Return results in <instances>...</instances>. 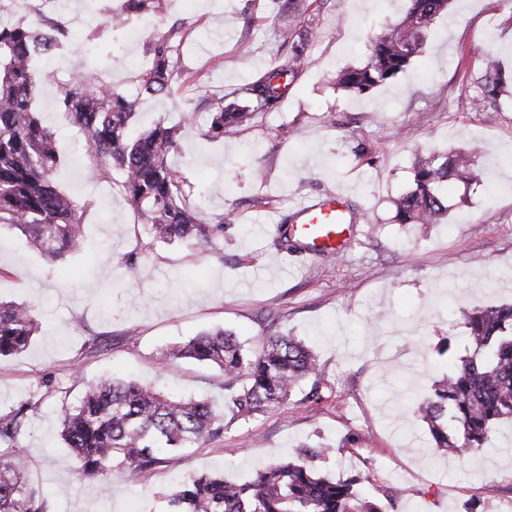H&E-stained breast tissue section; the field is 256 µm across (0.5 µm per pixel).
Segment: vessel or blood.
<instances>
[{
    "mask_svg": "<svg viewBox=\"0 0 512 512\" xmlns=\"http://www.w3.org/2000/svg\"><path fill=\"white\" fill-rule=\"evenodd\" d=\"M342 191L331 190L316 199L301 200L293 213V235L312 255H333L345 245V226L354 217Z\"/></svg>",
    "mask_w": 512,
    "mask_h": 512,
    "instance_id": "vessel-or-blood-1",
    "label": "vessel or blood"
}]
</instances>
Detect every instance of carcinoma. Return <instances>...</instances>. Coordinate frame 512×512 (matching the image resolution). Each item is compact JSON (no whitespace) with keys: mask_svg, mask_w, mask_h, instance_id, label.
I'll use <instances>...</instances> for the list:
<instances>
[{"mask_svg":"<svg viewBox=\"0 0 512 512\" xmlns=\"http://www.w3.org/2000/svg\"><path fill=\"white\" fill-rule=\"evenodd\" d=\"M126 11L107 19L112 29L126 26L129 14L151 10V0H125ZM451 0H410L404 16L376 36L368 63L344 71L339 85L363 94L403 71L421 52L435 21ZM54 27L39 15L30 22H0V227L21 230L28 243L55 263L83 243L82 206L55 183L61 163L54 132L33 107L43 76L33 67L34 50L49 54L57 46ZM188 36L184 23L146 45L151 66L139 91L127 95L85 75L58 82L57 107L84 138L82 152L91 176L115 182L145 224L164 244L180 243L202 252L224 239V218L208 221L187 201L181 177L171 164L181 128L157 122L136 137L129 134L142 96L168 93L179 77L174 55ZM291 54L242 88L245 104H217L208 133L250 123L276 108L283 94L280 79L295 78L303 62L292 34H281ZM512 82L489 59L477 107L494 101ZM448 178L480 181L469 156L433 154L416 163L414 188L395 202L400 224H435L448 211L436 183ZM471 346L453 361L451 372L436 381L432 394L415 403L433 447L442 454L475 457L491 444L498 424L512 420V303L477 308L463 323ZM38 328L33 307L0 302V356L23 351ZM160 358L170 364L192 359L218 369L229 392L224 412L207 399H174L137 381L102 379L89 386L78 405L61 414V439L80 460L79 475L111 487L115 468L138 473L159 462L161 450L197 448L219 439L239 421H248L288 401L305 381L320 374L317 357L294 336H264L251 351L236 336L216 329L167 347ZM27 402L0 413V512H45L44 500L24 480L25 449L16 442ZM329 448L305 446L294 460L271 463L243 482L216 473L186 480L170 499L171 512H385L359 491L362 478L320 472L314 461Z\"/></svg>","mask_w":512,"mask_h":512,"instance_id":"carcinoma-1","label":"carcinoma"}]
</instances>
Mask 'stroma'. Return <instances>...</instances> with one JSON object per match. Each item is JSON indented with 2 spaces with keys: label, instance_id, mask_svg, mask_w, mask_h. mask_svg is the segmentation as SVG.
Wrapping results in <instances>:
<instances>
[{
  "label": "stroma",
  "instance_id": "35a3bbf8",
  "mask_svg": "<svg viewBox=\"0 0 512 512\" xmlns=\"http://www.w3.org/2000/svg\"><path fill=\"white\" fill-rule=\"evenodd\" d=\"M306 2L307 11L291 14L285 0H157L148 28L129 41L106 23L124 0H42L65 36L53 56L34 58L36 70L55 73L34 105L65 158L56 182L83 207L85 247L56 267L19 230L0 229V300L35 304L39 322L26 350L0 357V412L30 405L18 442L46 512H166L188 476L240 480L305 445L333 449L316 467L362 473L363 491L396 512L470 504L499 512L512 500L511 422L475 460L435 453L426 424L410 413L448 371L443 340L463 354V314L512 302V86L485 111L469 106L486 57L512 71V5L453 0L415 61L358 95L338 75L367 63L371 40L408 0ZM183 19L192 31L176 58L180 78L170 94L143 100L132 130L183 125L171 162L191 204L206 218L225 217L223 241L204 253L154 243L117 184L90 178L74 159L79 134L57 108V83L75 71L135 93L146 44ZM287 25L301 34L304 66L279 107L208 137L218 100L238 101L239 88L285 62ZM456 152L474 161L481 186H440L449 204L440 223H396L391 201L410 188L418 159ZM341 184L356 216L349 245L334 257L303 252L279 264L262 225ZM216 328L252 347L274 330L305 341L331 397L307 400L302 384L288 403L216 441L161 453L136 476L113 470L112 495L102 499L60 437L63 407L114 377L223 409L219 371L160 359L169 344Z\"/></svg>",
  "mask_w": 512,
  "mask_h": 512
}]
</instances>
